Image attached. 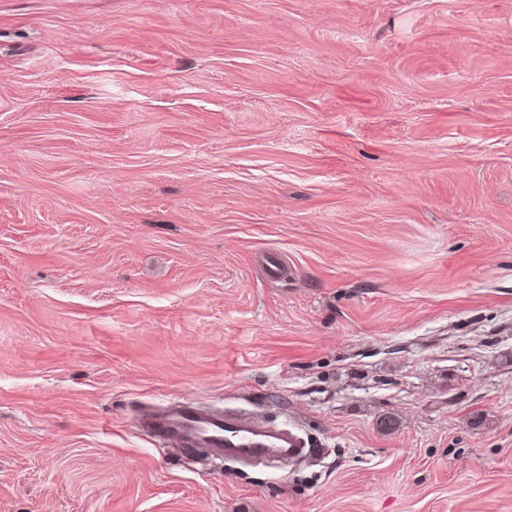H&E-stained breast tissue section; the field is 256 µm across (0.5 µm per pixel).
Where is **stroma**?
Returning a JSON list of instances; mask_svg holds the SVG:
<instances>
[{
	"instance_id": "35a3bbf8",
	"label": "stroma",
	"mask_w": 512,
	"mask_h": 512,
	"mask_svg": "<svg viewBox=\"0 0 512 512\" xmlns=\"http://www.w3.org/2000/svg\"><path fill=\"white\" fill-rule=\"evenodd\" d=\"M0 512H512V0H0ZM143 430L155 443L174 442L183 450L202 446L244 461H294L314 446L296 427L269 425L247 415L209 412L193 405L152 417Z\"/></svg>"
}]
</instances>
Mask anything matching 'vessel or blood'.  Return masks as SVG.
Segmentation results:
<instances>
[{"label": "vessel or blood", "instance_id": "obj_1", "mask_svg": "<svg viewBox=\"0 0 512 512\" xmlns=\"http://www.w3.org/2000/svg\"><path fill=\"white\" fill-rule=\"evenodd\" d=\"M143 430L159 444L174 443L184 450L202 446L244 461H294L311 448L309 439L296 427L270 425L242 414L209 412L193 405L152 417Z\"/></svg>", "mask_w": 512, "mask_h": 512}]
</instances>
